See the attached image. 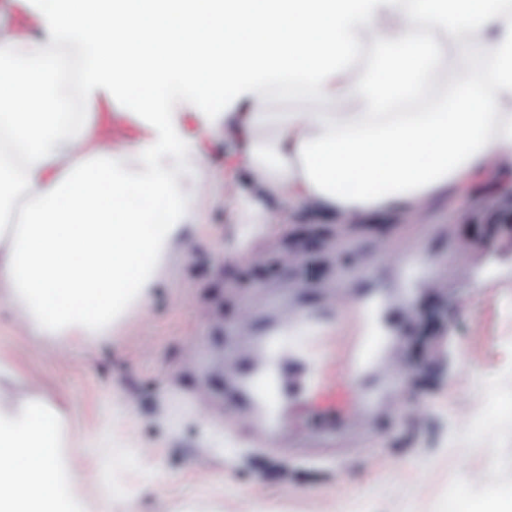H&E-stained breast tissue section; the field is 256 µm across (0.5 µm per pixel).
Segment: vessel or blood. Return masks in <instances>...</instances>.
I'll return each instance as SVG.
<instances>
[{
	"label": "vessel or blood",
	"instance_id": "vessel-or-blood-1",
	"mask_svg": "<svg viewBox=\"0 0 512 512\" xmlns=\"http://www.w3.org/2000/svg\"><path fill=\"white\" fill-rule=\"evenodd\" d=\"M134 125L129 111L113 112V145L125 143ZM356 306L362 325L346 352L337 349L346 301L334 294L304 310L281 307L270 326L240 318V334L257 342L236 356L228 391L247 428L272 434L293 420L318 434L341 425L356 428L373 418L380 403L367 385L369 371L402 376L406 369L397 349L400 330L385 321L381 299L364 288Z\"/></svg>",
	"mask_w": 512,
	"mask_h": 512
}]
</instances>
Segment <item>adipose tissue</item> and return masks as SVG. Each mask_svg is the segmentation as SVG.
I'll use <instances>...</instances> for the list:
<instances>
[{
    "label": "adipose tissue",
    "instance_id": "ef3b65f1",
    "mask_svg": "<svg viewBox=\"0 0 512 512\" xmlns=\"http://www.w3.org/2000/svg\"><path fill=\"white\" fill-rule=\"evenodd\" d=\"M109 2L51 0L0 43V62L18 46L28 61L0 66V301L34 337L89 343L150 307L164 254L199 223L205 136L243 144L227 177L249 171L264 192L228 205L250 224L281 223L288 201L340 224L417 211L487 163L512 166V0ZM65 44L81 57L78 114L44 111L38 93ZM137 86L141 137L117 163L99 107ZM276 86L327 109L271 117ZM229 96L245 111H208ZM137 192L163 221L133 206ZM64 430L23 378L0 389V512H84L66 494Z\"/></svg>",
    "mask_w": 512,
    "mask_h": 512
}]
</instances>
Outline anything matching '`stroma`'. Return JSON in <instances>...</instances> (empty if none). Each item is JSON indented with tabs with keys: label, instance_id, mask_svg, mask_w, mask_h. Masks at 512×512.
<instances>
[{
	"label": "stroma",
	"instance_id": "35a3bbf8",
	"mask_svg": "<svg viewBox=\"0 0 512 512\" xmlns=\"http://www.w3.org/2000/svg\"><path fill=\"white\" fill-rule=\"evenodd\" d=\"M237 142L206 141L195 205L204 222L164 256L151 307L129 313L93 344L30 336L20 312L0 306V361L31 393L57 405L84 441L71 490L115 476L86 512H460L512 494V174L488 165L431 199L422 214L388 212L344 227L319 208L288 204L283 224H238L225 171ZM423 249L429 287L414 288L388 254ZM403 323V358L421 362L390 386L395 412L354 434L254 439L233 419L227 361L248 311L315 294L351 296L361 260ZM220 429L223 448L204 438ZM480 447H470L473 435Z\"/></svg>",
	"mask_w": 512,
	"mask_h": 512
}]
</instances>
